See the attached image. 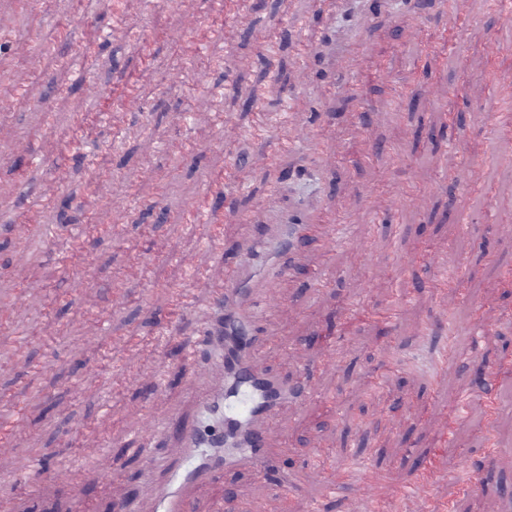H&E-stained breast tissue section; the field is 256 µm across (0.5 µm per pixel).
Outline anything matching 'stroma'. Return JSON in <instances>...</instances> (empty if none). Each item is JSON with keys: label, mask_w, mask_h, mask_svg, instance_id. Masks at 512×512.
Here are the masks:
<instances>
[{"label": "stroma", "mask_w": 512, "mask_h": 512, "mask_svg": "<svg viewBox=\"0 0 512 512\" xmlns=\"http://www.w3.org/2000/svg\"><path fill=\"white\" fill-rule=\"evenodd\" d=\"M124 27L103 18L107 0H85L75 40L92 44L86 64L72 66L63 88L42 67L31 29L52 32L72 15V0H52L47 12L0 0L8 27L0 81H40L42 105L0 102V390L22 389L26 422L10 447H0V499L13 512H76L88 500L97 512L122 502L152 512L156 476L151 455L174 451V440L148 435L156 424L193 415L198 375L184 350L210 313L205 289L173 338L161 320L167 289L130 273L128 259L163 262L177 277L205 270L224 278V265L258 230L273 180L284 179L298 201L345 216L342 240L299 250L270 288L265 318L276 346L264 368L286 379L309 371L316 398L285 404L274 437L288 438L285 463L300 485L283 499L275 481L246 471L225 473L199 488L192 512H512L501 490L512 488V305L500 296L512 279V133L487 141L479 111L512 105V0H431L426 10L403 0H278L276 7L240 12L224 0H119ZM198 21L189 28L188 17ZM283 34L275 66L261 64L269 32ZM360 37L355 57L321 53L302 58L297 43ZM196 48L210 63L208 81L192 99L173 49ZM152 52L154 64L144 61ZM131 73L138 106L117 105L83 135V154L59 168L55 160L72 115L91 111L95 81L108 87ZM387 73L403 94L379 82ZM364 100H356L353 84ZM260 92L244 108L246 90ZM265 114L270 139L251 134ZM372 125H363L362 114ZM314 129L313 157L276 154L275 144ZM184 141L189 153L175 154ZM273 154V164L262 158ZM24 157L28 178L10 166ZM232 172L216 218L224 248L212 250L197 224L176 223L204 198L217 176ZM420 201L403 198L408 186ZM72 197L60 225L49 201ZM40 207L53 246L22 241L8 226L16 202ZM156 223L143 238L139 217ZM85 239L84 283L72 280L55 253L70 234ZM433 244L427 263L410 261L417 241ZM452 264L465 292L437 284L438 262ZM324 269L318 288L311 269ZM374 319H357L360 310ZM435 324L433 334L421 332ZM51 337L40 344L39 335ZM112 368L103 370V353ZM493 371V394L471 383V368ZM76 465V485L43 479L44 471ZM329 464L361 480L384 473L375 502L349 510V498L329 492L316 465ZM423 474L422 501L402 487Z\"/></svg>", "instance_id": "1"}]
</instances>
